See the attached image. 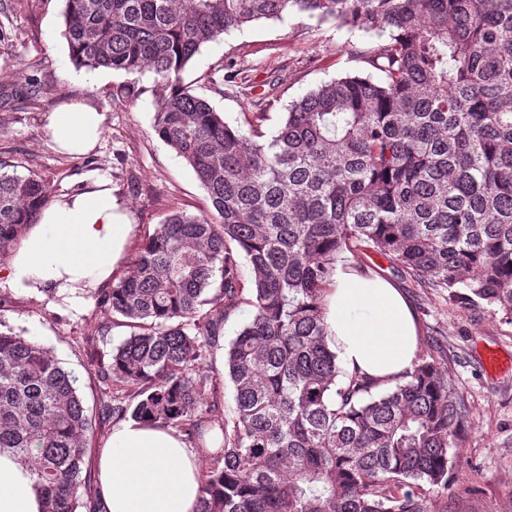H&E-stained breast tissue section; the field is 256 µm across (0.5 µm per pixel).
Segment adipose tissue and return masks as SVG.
<instances>
[{
	"instance_id": "adipose-tissue-1",
	"label": "adipose tissue",
	"mask_w": 512,
	"mask_h": 512,
	"mask_svg": "<svg viewBox=\"0 0 512 512\" xmlns=\"http://www.w3.org/2000/svg\"><path fill=\"white\" fill-rule=\"evenodd\" d=\"M48 128L61 150L82 155L98 144L105 115L76 102L52 113ZM131 232L110 181L96 177L85 190L43 209L0 267V289L50 294L80 309L91 292L111 282ZM324 321L327 343L346 371L384 384L411 368L418 344L414 312L381 274L337 269ZM201 460L173 430L121 421L95 456L103 512H197ZM0 512H44L30 472L6 451L0 453Z\"/></svg>"
}]
</instances>
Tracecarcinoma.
Segmentation results:
<instances>
[{
	"label": "carcinoma",
	"instance_id": "cac0c4a2",
	"mask_svg": "<svg viewBox=\"0 0 512 512\" xmlns=\"http://www.w3.org/2000/svg\"><path fill=\"white\" fill-rule=\"evenodd\" d=\"M64 2L77 67L152 74L153 129L210 202L167 215L94 294L129 329L96 362L112 390L102 415L202 449L197 512H433L466 413L454 377L418 355L373 396L379 382L342 370L328 346L322 303L340 255L369 251L420 288L512 317V0ZM289 14L376 36L358 58L379 78L320 83L269 138L267 113L244 133L182 84L204 45ZM49 199L41 176L0 161V258ZM244 303L252 318L224 354L235 407L211 451L217 380L203 364ZM77 382L0 319V452L30 471L45 512H95Z\"/></svg>",
	"mask_w": 512,
	"mask_h": 512
}]
</instances>
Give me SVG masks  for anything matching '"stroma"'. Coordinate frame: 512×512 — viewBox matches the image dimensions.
<instances>
[{
	"instance_id": "obj_1",
	"label": "stroma",
	"mask_w": 512,
	"mask_h": 512,
	"mask_svg": "<svg viewBox=\"0 0 512 512\" xmlns=\"http://www.w3.org/2000/svg\"><path fill=\"white\" fill-rule=\"evenodd\" d=\"M62 10L63 0H0V89L23 85L28 77L40 86L35 94L0 103V159L42 176L55 199L88 177H109L114 199L133 226L135 247L169 213L204 210L206 193L153 130L151 75L141 77L139 98L127 103L112 98L116 87L128 82L127 74L101 68L76 78L64 70L70 55ZM370 41L362 32L300 14L263 20L203 46L182 79L231 126H242L244 113L266 110L263 129L270 135L288 104L316 85L346 73L368 74L355 52ZM221 65L236 77L218 91L210 78ZM72 100L85 101L107 117L99 147L85 155L58 152L45 128L50 113ZM339 265L379 272L401 288L416 315L419 347L447 363L464 395L463 440L449 451L448 488L434 494V512H512V317L495 307L461 303L441 288L416 287L370 252L344 254ZM0 301L6 308L1 317L14 332L52 351L78 376L94 425L91 446L100 448L113 421L101 415L109 390L91 362L109 356L127 329L114 325L93 302L77 313L51 296L1 289ZM490 347L502 357L495 369L482 362Z\"/></svg>"
}]
</instances>
